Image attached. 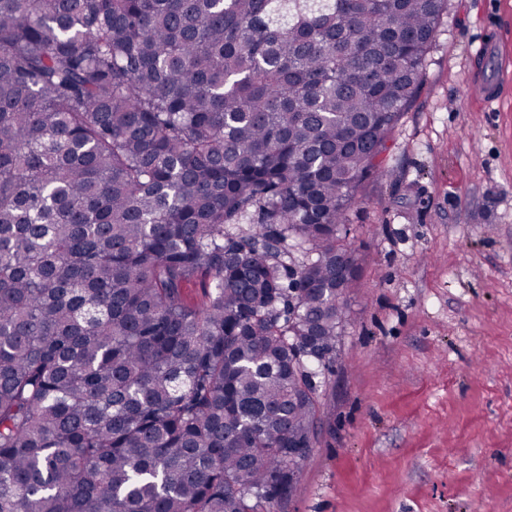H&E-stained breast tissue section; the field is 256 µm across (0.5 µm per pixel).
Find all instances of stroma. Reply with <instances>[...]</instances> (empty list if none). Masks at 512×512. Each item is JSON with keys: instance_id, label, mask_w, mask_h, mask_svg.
Instances as JSON below:
<instances>
[{"instance_id": "1", "label": "stroma", "mask_w": 512, "mask_h": 512, "mask_svg": "<svg viewBox=\"0 0 512 512\" xmlns=\"http://www.w3.org/2000/svg\"><path fill=\"white\" fill-rule=\"evenodd\" d=\"M347 218L340 358L299 491L274 512H512V0H448Z\"/></svg>"}]
</instances>
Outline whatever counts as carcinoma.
I'll return each instance as SVG.
<instances>
[{
    "label": "carcinoma",
    "instance_id": "1",
    "mask_svg": "<svg viewBox=\"0 0 512 512\" xmlns=\"http://www.w3.org/2000/svg\"><path fill=\"white\" fill-rule=\"evenodd\" d=\"M446 8L0 0V512L295 493L342 224Z\"/></svg>",
    "mask_w": 512,
    "mask_h": 512
}]
</instances>
